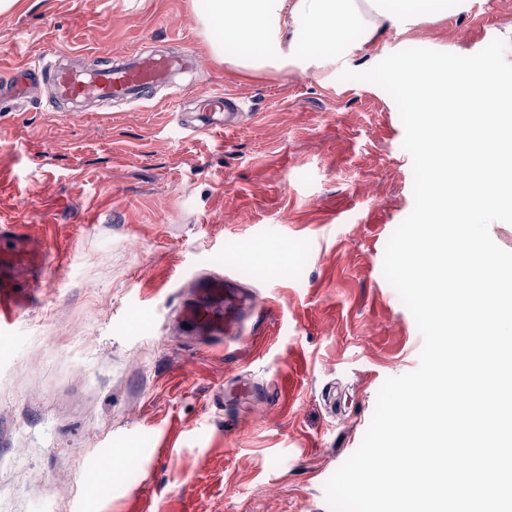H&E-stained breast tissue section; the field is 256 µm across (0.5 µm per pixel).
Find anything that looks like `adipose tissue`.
Returning a JSON list of instances; mask_svg holds the SVG:
<instances>
[{
	"label": "adipose tissue",
	"mask_w": 512,
	"mask_h": 512,
	"mask_svg": "<svg viewBox=\"0 0 512 512\" xmlns=\"http://www.w3.org/2000/svg\"><path fill=\"white\" fill-rule=\"evenodd\" d=\"M434 20L416 0H206L199 13L203 29H224L223 42L209 44L211 56L223 60L228 42L250 46L249 59L233 61L247 70L322 69L336 63L349 33L367 44L388 26L409 31Z\"/></svg>",
	"instance_id": "obj_1"
}]
</instances>
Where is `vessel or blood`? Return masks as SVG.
<instances>
[{"instance_id": "obj_1", "label": "vessel or blood", "mask_w": 512, "mask_h": 512, "mask_svg": "<svg viewBox=\"0 0 512 512\" xmlns=\"http://www.w3.org/2000/svg\"><path fill=\"white\" fill-rule=\"evenodd\" d=\"M195 60L194 54H154L138 49L107 57L92 71L74 70L57 64L47 56H39L13 71L6 84L0 85V99L31 100L40 82L50 81L59 103L68 105L70 111H81L84 103L92 100L147 99L159 86H174L178 74ZM236 95L211 92L205 97L206 110L202 128L206 131L237 127L239 107ZM205 303L189 305L183 310L184 318L207 329L209 334L223 335L233 332L235 319L226 317L224 282L215 279L202 288Z\"/></svg>"}]
</instances>
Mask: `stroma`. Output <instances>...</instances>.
<instances>
[{
    "label": "stroma",
    "mask_w": 512,
    "mask_h": 512,
    "mask_svg": "<svg viewBox=\"0 0 512 512\" xmlns=\"http://www.w3.org/2000/svg\"><path fill=\"white\" fill-rule=\"evenodd\" d=\"M432 5L437 22L388 28L348 70L512 39V0ZM223 37L203 36L194 0L0 13V75L42 54L82 69L141 46L198 57L177 110L161 87L70 114L45 85L0 112V283L15 308L0 324V512H332L324 485L381 386L419 364L422 336L383 273L414 205L395 101L331 68L246 73L208 56ZM214 89L242 98L241 127L184 129ZM211 277L263 306L241 311L239 335L184 325Z\"/></svg>",
    "instance_id": "stroma-1"
}]
</instances>
